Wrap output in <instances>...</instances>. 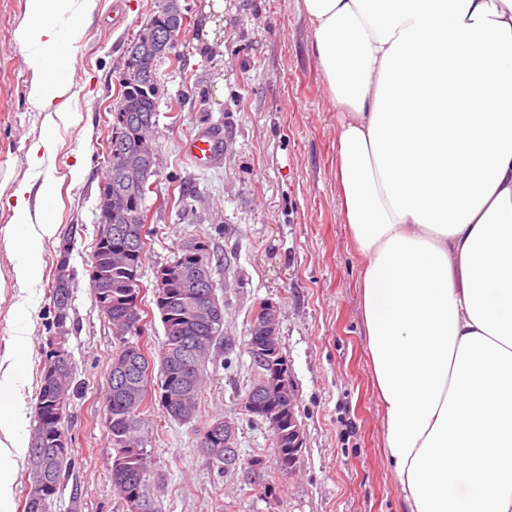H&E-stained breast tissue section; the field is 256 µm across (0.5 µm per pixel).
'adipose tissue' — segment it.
Segmentation results:
<instances>
[{
	"label": "adipose tissue",
	"instance_id": "adipose-tissue-1",
	"mask_svg": "<svg viewBox=\"0 0 512 512\" xmlns=\"http://www.w3.org/2000/svg\"><path fill=\"white\" fill-rule=\"evenodd\" d=\"M26 0L30 96L65 112L76 5ZM336 108L341 214L383 446L406 512H512V0H302ZM54 195L14 191L15 280L33 284ZM23 341L0 356V512L27 449Z\"/></svg>",
	"mask_w": 512,
	"mask_h": 512
}]
</instances>
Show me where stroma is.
<instances>
[{
	"mask_svg": "<svg viewBox=\"0 0 512 512\" xmlns=\"http://www.w3.org/2000/svg\"><path fill=\"white\" fill-rule=\"evenodd\" d=\"M301 2L224 0V48L216 52L202 37L207 0H178L187 20L157 68L160 164L145 200L153 220L141 281L152 285L156 268L183 241H209L219 255L212 279L224 306L225 345L207 364L201 416L235 420L242 458L262 461L263 470L256 483L243 469L218 474L198 451L194 424L150 410L142 439L154 512H219L224 502L235 512H404L382 444L361 317L363 259L339 206L336 110ZM162 3L97 0L82 19L79 41L65 48L73 62L72 98L67 117L50 129L29 97L36 75L16 42L27 22L25 0H0V353L14 336H25L30 409L62 233L78 227L69 256L73 326L66 342L79 386L68 420L75 464L51 512H127L112 486L115 451L102 406L118 342L94 304L88 269L126 50ZM47 132L54 147L40 169H30L29 148ZM194 134L223 140L211 165L182 154V142ZM47 178L56 192L45 215L56 231L41 242L38 302L21 322L16 254L7 238L16 220L11 193L20 181L37 186ZM183 192L196 199L188 219L178 215ZM264 301L279 311L278 336L304 437L291 476L278 471L268 430L244 409L253 381L246 343L255 307Z\"/></svg>",
	"mask_w": 512,
	"mask_h": 512,
	"instance_id": "obj_1",
	"label": "stroma"
}]
</instances>
